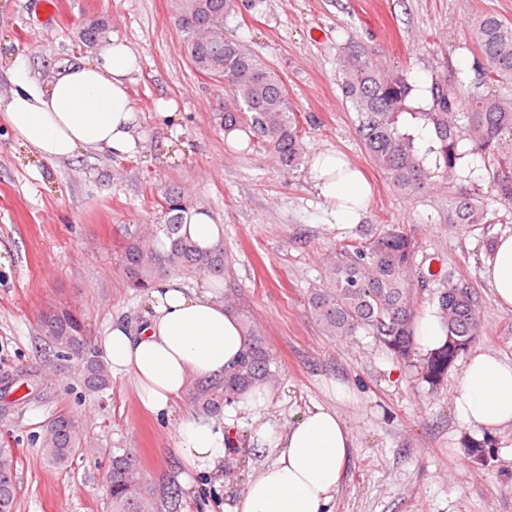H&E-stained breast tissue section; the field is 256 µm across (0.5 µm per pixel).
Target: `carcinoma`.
Here are the masks:
<instances>
[{
    "mask_svg": "<svg viewBox=\"0 0 512 512\" xmlns=\"http://www.w3.org/2000/svg\"><path fill=\"white\" fill-rule=\"evenodd\" d=\"M236 0H173L177 27L189 62L196 72L215 66L223 71L211 79L230 91L216 120L224 134L241 133L238 148L247 152L262 143L283 169L306 163L307 148L297 115L280 74L224 35V17ZM470 39L483 59L466 90L465 101L446 83L432 92V111L417 116L431 126L433 145L423 150L415 134L403 125L412 91L406 75L388 70L374 48L350 44L337 52L343 75L342 94L356 112L358 132L372 162L390 186L406 197L429 191L435 178L448 182V223L462 227L493 224L495 217L482 201L453 185L458 145L466 140L476 153H493L506 132L512 133V96L498 86L512 84V21L496 13L480 17ZM434 165H429V155ZM499 203L512 205V152L497 156L494 174ZM168 214L163 236L150 229L127 243L122 263L130 286L145 289L160 270L191 271L222 277L229 270L220 246L203 247L187 232L190 205L184 196L169 192L163 198ZM416 240L396 224H384L364 245H345L331 251L325 262V281L311 291L309 304L326 335L348 339L361 329L372 332L394 358L407 360L414 347V328L431 303L442 320L446 342L429 353L421 379L430 389L443 383L448 369L481 336L486 326L474 289L441 272H428L436 287H419ZM429 298H424V292ZM247 348L224 377L198 382L192 390L197 413L220 414L224 404L243 398L277 380L276 362L251 318L243 316ZM40 338L56 358L78 362L87 394H100L112 380L106 360L83 333L80 317L52 310L40 320ZM84 429L67 411L56 412L43 425L41 452L54 468L66 469L87 446ZM105 474L110 512H154L155 502L143 491L134 456L123 449L110 452ZM16 457L0 446V512H15Z\"/></svg>",
    "mask_w": 512,
    "mask_h": 512,
    "instance_id": "obj_1",
    "label": "carcinoma"
}]
</instances>
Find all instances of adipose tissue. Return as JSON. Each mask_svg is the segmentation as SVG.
<instances>
[{
	"instance_id": "obj_1",
	"label": "adipose tissue",
	"mask_w": 512,
	"mask_h": 512,
	"mask_svg": "<svg viewBox=\"0 0 512 512\" xmlns=\"http://www.w3.org/2000/svg\"><path fill=\"white\" fill-rule=\"evenodd\" d=\"M139 56L127 44L103 41L87 62L70 64L45 85L32 81L24 61L13 71L16 86L0 117L43 161L86 150L117 157L135 154L143 141L142 116L132 104L129 81ZM310 176L328 206L330 222L357 223L371 196L362 172L344 158L316 153ZM483 276L495 300L512 307V233L499 235L483 259ZM148 313L138 325L114 317L95 338L113 376L132 380L141 404L169 415L200 380L221 376L238 359L247 337L212 285L187 288L156 278L146 293ZM457 419L474 431L512 424V365L476 351L467 359L453 401ZM254 440L273 455L253 474L232 512H331L352 446L336 412L315 406L285 430L256 421ZM229 434L194 414L176 424L174 452L199 473L220 475Z\"/></svg>"
}]
</instances>
